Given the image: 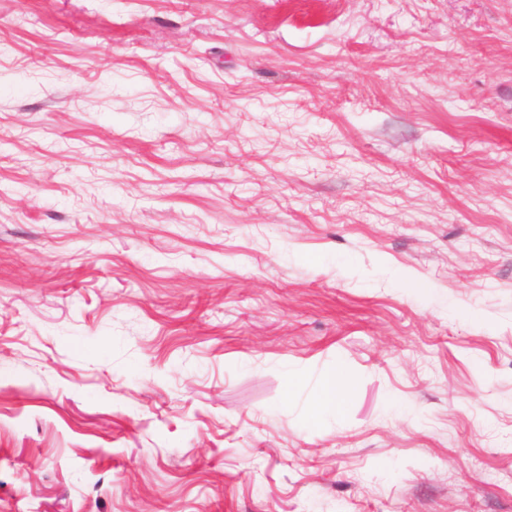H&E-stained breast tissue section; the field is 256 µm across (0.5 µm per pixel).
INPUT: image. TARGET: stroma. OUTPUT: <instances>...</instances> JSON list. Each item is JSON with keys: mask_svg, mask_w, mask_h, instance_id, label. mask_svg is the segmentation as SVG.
I'll return each mask as SVG.
<instances>
[{"mask_svg": "<svg viewBox=\"0 0 512 512\" xmlns=\"http://www.w3.org/2000/svg\"><path fill=\"white\" fill-rule=\"evenodd\" d=\"M0 512H512V0H0ZM346 394L347 386L340 376L334 375L323 380L313 418L317 419L326 410L336 409L343 402Z\"/></svg>", "mask_w": 512, "mask_h": 512, "instance_id": "stroma-1", "label": "stroma"}]
</instances>
